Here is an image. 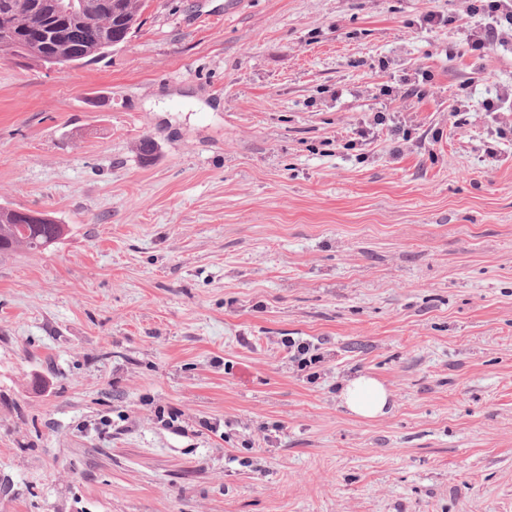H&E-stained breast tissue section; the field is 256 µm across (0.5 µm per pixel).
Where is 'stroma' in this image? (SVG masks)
I'll use <instances>...</instances> for the list:
<instances>
[{"mask_svg": "<svg viewBox=\"0 0 512 512\" xmlns=\"http://www.w3.org/2000/svg\"><path fill=\"white\" fill-rule=\"evenodd\" d=\"M143 18L64 71L0 53V207L69 227L0 257V512H512V53L465 0ZM392 395L384 384L374 377L357 376L349 379L341 392L343 405L352 414L362 418L385 415L391 408Z\"/></svg>", "mask_w": 512, "mask_h": 512, "instance_id": "1", "label": "stroma"}]
</instances>
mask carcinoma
Returning a JSON list of instances; mask_svg holds the SVG:
<instances>
[{
  "label": "carcinoma",
  "mask_w": 512,
  "mask_h": 512,
  "mask_svg": "<svg viewBox=\"0 0 512 512\" xmlns=\"http://www.w3.org/2000/svg\"><path fill=\"white\" fill-rule=\"evenodd\" d=\"M75 4L86 28L79 40L53 36L48 24L31 11L16 9L14 0H0V51H8L9 40L26 60L37 61L29 52L32 47L62 63L83 64L103 56L106 48L126 43L142 23L144 0H112L110 13L100 8L101 0H75ZM44 215L39 210L0 207V256L45 250L67 234L68 225Z\"/></svg>",
  "instance_id": "carcinoma-1"
}]
</instances>
